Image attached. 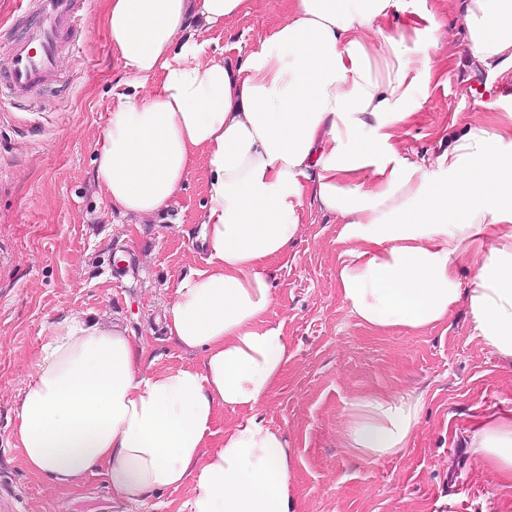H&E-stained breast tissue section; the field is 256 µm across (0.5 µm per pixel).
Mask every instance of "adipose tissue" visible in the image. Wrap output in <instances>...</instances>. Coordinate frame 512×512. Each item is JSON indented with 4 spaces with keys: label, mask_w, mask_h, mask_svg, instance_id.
Wrapping results in <instances>:
<instances>
[{
    "label": "adipose tissue",
    "mask_w": 512,
    "mask_h": 512,
    "mask_svg": "<svg viewBox=\"0 0 512 512\" xmlns=\"http://www.w3.org/2000/svg\"><path fill=\"white\" fill-rule=\"evenodd\" d=\"M251 0H109L114 51L146 94L120 96L97 143L113 209L150 218L206 168L205 266L180 278L168 334L194 365H145L127 330L76 312L51 322L14 401L28 469L57 487L103 473L116 497L189 486L181 512H293L291 452L260 416L293 353L267 322L268 263L300 235L303 202L335 215L351 245L336 269L350 315L423 328L466 306L473 336L512 362V115L466 126L433 161L399 159L392 139L431 63L382 31L393 0H287L261 46L227 64L190 20L224 28ZM465 47L488 72L512 69V0H459ZM445 175L434 181L429 169ZM475 269L462 286L461 265ZM251 417L210 447L219 408ZM422 396H372L345 416L371 460L408 448ZM470 452L512 481V416L481 421Z\"/></svg>",
    "instance_id": "adipose-tissue-1"
}]
</instances>
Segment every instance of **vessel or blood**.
I'll return each instance as SVG.
<instances>
[{
    "label": "vessel or blood",
    "mask_w": 512,
    "mask_h": 512,
    "mask_svg": "<svg viewBox=\"0 0 512 512\" xmlns=\"http://www.w3.org/2000/svg\"><path fill=\"white\" fill-rule=\"evenodd\" d=\"M32 19L20 34L1 37L7 44L0 70V92L11 99L36 96L59 78L62 34L88 16V0H32Z\"/></svg>",
    "instance_id": "obj_1"
}]
</instances>
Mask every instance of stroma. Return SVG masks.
Here are the masks:
<instances>
[{
	"mask_svg": "<svg viewBox=\"0 0 512 512\" xmlns=\"http://www.w3.org/2000/svg\"><path fill=\"white\" fill-rule=\"evenodd\" d=\"M108 0H90L63 49L61 81L34 98H0V487L15 512H180L189 490L118 501L104 474L78 487L52 486L22 461L13 401L29 380L46 324L72 311L126 327L154 368L190 364L169 336L173 285L203 268L198 239L205 167L196 165L163 214L123 217L95 180L96 142L133 77L112 50ZM285 16L283 0H254L221 30L195 22L208 57L235 60L259 48ZM415 58L434 62L429 89L395 128L410 162L436 158L450 133L512 113V73L470 64L455 0H395L384 26ZM299 240L270 264L268 322L281 325L293 357L261 408L292 453L295 512H512V485L469 455L479 419L512 412V364L487 350L465 308L421 330L378 329L349 315L336 289L348 248L334 215L305 202ZM422 395L412 443L370 461L344 438V417L374 394Z\"/></svg>",
	"mask_w": 512,
	"mask_h": 512,
	"instance_id": "1",
	"label": "stroma"
}]
</instances>
